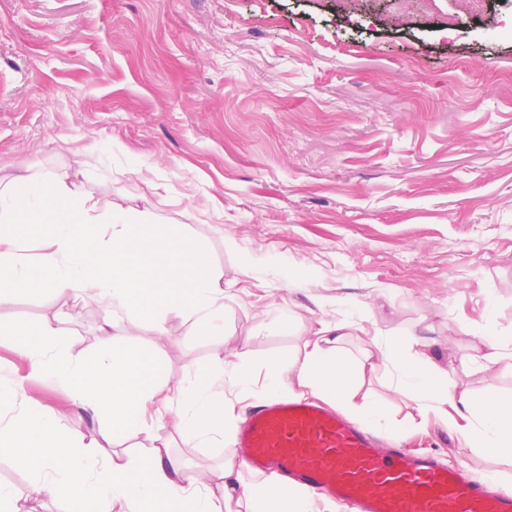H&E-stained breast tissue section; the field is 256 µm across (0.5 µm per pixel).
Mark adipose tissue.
<instances>
[{"mask_svg": "<svg viewBox=\"0 0 512 512\" xmlns=\"http://www.w3.org/2000/svg\"><path fill=\"white\" fill-rule=\"evenodd\" d=\"M46 227L42 276H35L25 251L24 229ZM96 227V234L84 231ZM184 230L158 228L150 212L111 208L103 212L90 187L68 174L47 175L26 169L0 178V299L23 284L50 289L54 296L90 300L137 320L164 309L196 316L210 335L224 332L221 275L203 263ZM98 356L77 360L73 338L62 334L58 317L44 318L35 340L21 347L35 371L72 382L74 403L97 424L98 443L65 431L50 415L30 407L18 421L0 424V455L28 471L29 499H62L66 512H112L117 499L137 512H312L311 494L302 487L266 478L244 482L241 465L227 454L222 466L190 473L167 444L149 448L134 460L116 447L137 438L160 413L195 446L220 443L235 411V399L252 391L247 352L239 362L214 352L194 377L169 384L155 356L128 350L124 332L110 316ZM346 322L324 323L305 344L302 356L271 359L266 392L312 395L358 419L378 422L382 407L363 389L366 371L383 366L396 374L394 391H407L420 409L447 402L450 428L466 447L512 458V400L488 394L474 399L458 390L450 371L413 342L373 340L362 357L349 356L343 343Z\"/></svg>", "mask_w": 512, "mask_h": 512, "instance_id": "obj_1", "label": "adipose tissue"}]
</instances>
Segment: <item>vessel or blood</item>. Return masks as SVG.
I'll list each match as a JSON object with an SVG mask.
<instances>
[{
    "label": "vessel or blood",
    "mask_w": 512,
    "mask_h": 512,
    "mask_svg": "<svg viewBox=\"0 0 512 512\" xmlns=\"http://www.w3.org/2000/svg\"><path fill=\"white\" fill-rule=\"evenodd\" d=\"M234 446L249 470L325 494L345 512H512L511 487L303 398L256 405Z\"/></svg>",
    "instance_id": "1"
}]
</instances>
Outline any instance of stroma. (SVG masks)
Instances as JSON below:
<instances>
[{
	"mask_svg": "<svg viewBox=\"0 0 512 512\" xmlns=\"http://www.w3.org/2000/svg\"><path fill=\"white\" fill-rule=\"evenodd\" d=\"M480 18L458 0H0V176L112 163L100 209L151 210L201 242L223 275L224 357L249 350L253 389L272 358L302 354L320 323L345 319L351 351L418 336L459 388L512 399V364L468 357L489 324L512 329V0ZM95 355L103 308L50 292L0 302V381L22 384L11 422L38 404L96 437L67 384L33 371L11 334L47 315ZM131 322L125 345L156 349L170 381L214 345L194 318ZM381 437L512 484V459L466 448L435 413L389 390ZM204 474L170 420L156 440Z\"/></svg>",
	"mask_w": 512,
	"mask_h": 512,
	"instance_id": "stroma-1",
	"label": "stroma"
}]
</instances>
